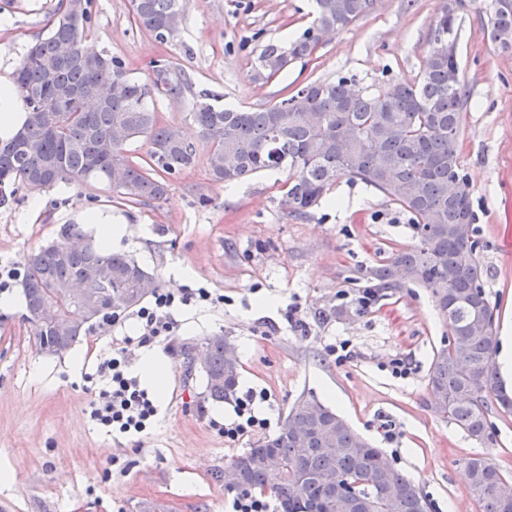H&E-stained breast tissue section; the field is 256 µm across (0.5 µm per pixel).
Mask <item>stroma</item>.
Wrapping results in <instances>:
<instances>
[{"label": "stroma", "instance_id": "1", "mask_svg": "<svg viewBox=\"0 0 512 512\" xmlns=\"http://www.w3.org/2000/svg\"><path fill=\"white\" fill-rule=\"evenodd\" d=\"M58 0H0V74L13 75L42 36ZM443 0H374L348 28L328 34L308 62L280 77L258 76L264 45L288 44L311 20L312 0H186L182 23L166 43L134 19L132 0H93L86 48L120 58L147 82L149 63L164 58L191 87L182 102L156 100L159 117L197 138L190 111L206 95L217 104L260 109L315 80L355 76L414 77L422 69ZM488 0H464L458 12L459 79L467 90L458 140L470 177L486 294L497 332H512V48L491 39ZM207 145L194 167L168 182L163 200L122 203L111 185L20 188L0 207V265L25 270L28 256L79 221L83 210L125 224L113 249L133 258L156 288L182 295L203 288L207 301L178 305L179 329L156 344L168 363L158 414L140 434L102 427L90 403L105 388L97 366L113 341L135 335V310L76 343L67 353H38L20 280L0 288L17 299L0 310V512H230L224 467L256 436L229 441L235 403L204 397L202 374L185 378L182 346L227 337L240 364L239 394L255 393V412L275 434L295 401L312 395L332 407L426 496L429 512H479L465 493V462L493 458L512 473V413L494 410L484 443L436 415L426 374L449 334L431 289L415 284L358 305L364 286L353 270L386 261L413 243L411 219L380 192L339 179L302 218L283 213L286 171L235 184L211 179ZM39 209H32V202ZM403 357L407 376L389 362Z\"/></svg>", "mask_w": 512, "mask_h": 512}]
</instances>
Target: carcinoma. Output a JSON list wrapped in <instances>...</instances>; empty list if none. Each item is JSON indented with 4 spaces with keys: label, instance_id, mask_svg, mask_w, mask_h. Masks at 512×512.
Wrapping results in <instances>:
<instances>
[{
    "label": "carcinoma",
    "instance_id": "cac0c4a2",
    "mask_svg": "<svg viewBox=\"0 0 512 512\" xmlns=\"http://www.w3.org/2000/svg\"><path fill=\"white\" fill-rule=\"evenodd\" d=\"M184 0H133L136 23L166 41L178 31ZM310 25L288 48L266 45L260 71L272 79L292 62L310 59L318 34L341 31L366 14L374 0H314ZM93 0H65L49 21L47 33L23 56L15 89L27 110L26 122L8 141H0V204L21 186L50 189L60 184L109 181L121 200L141 204L167 193L166 178L193 166L198 146L162 123L148 100L158 96L180 102L190 87L186 72L163 60L152 63L150 82L128 76L121 59L89 54L83 41L93 21ZM456 14L443 5L429 43L423 70L413 79L391 77L354 92L355 77L311 82L262 109L220 108L207 101L192 105L191 117L209 147V174L216 182H237L261 171H288L282 209L305 216L341 177L381 192L411 216L415 243L385 262L349 277L365 281L374 295L403 287L401 277L429 288L448 321L447 343L427 373L431 405L442 418L470 436L493 441L492 406L512 411V397L497 374L496 312L486 295L481 244L473 235L454 234L459 224H474L464 186L468 183L457 140L465 91L455 52ZM487 28L496 40L512 33V0H490ZM71 55L58 58L62 44ZM114 83L123 93L103 100L98 92ZM144 139L149 161L128 155L129 144ZM80 234L67 227L61 238L33 252L21 281L37 352L70 350L97 327L138 306L147 274L132 258L86 242L81 251L67 247ZM104 298L105 311L87 319L76 308L73 285ZM54 300L70 325L46 326L42 305ZM227 337H207L208 358L201 371L207 397L222 403L237 393L239 365L224 361ZM311 430L296 443L290 428ZM243 468L240 492L266 494L278 512H428L429 503L409 479L383 462V453L355 433L315 396H303L277 434L261 439L236 456ZM466 494L480 512H512L499 488L512 483L490 457L466 463Z\"/></svg>",
    "mask_w": 512,
    "mask_h": 512
}]
</instances>
